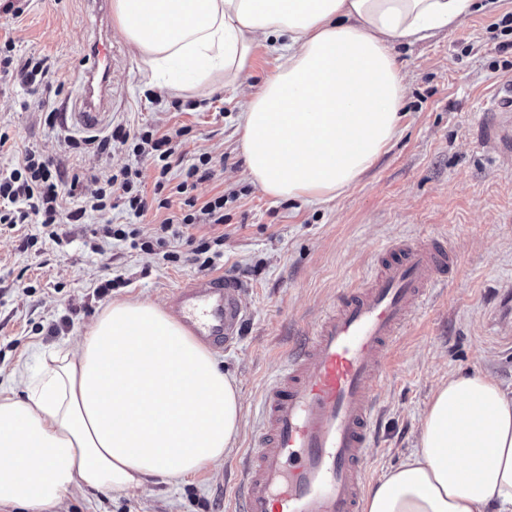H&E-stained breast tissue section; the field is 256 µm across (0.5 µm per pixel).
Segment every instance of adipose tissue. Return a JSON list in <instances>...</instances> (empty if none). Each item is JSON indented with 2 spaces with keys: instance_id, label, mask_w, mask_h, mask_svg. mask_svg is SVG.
<instances>
[{
  "instance_id": "ef3b65f1",
  "label": "adipose tissue",
  "mask_w": 512,
  "mask_h": 512,
  "mask_svg": "<svg viewBox=\"0 0 512 512\" xmlns=\"http://www.w3.org/2000/svg\"><path fill=\"white\" fill-rule=\"evenodd\" d=\"M476 0H113L157 86L239 83L258 40L281 64L252 93L241 142L251 181L307 204L353 185L400 132L394 44L460 25ZM0 387V506L58 512L73 489L127 493L187 477L236 448V378L161 307L116 300L77 346L37 352ZM363 512H512V396L491 375L433 392L418 445Z\"/></svg>"
}]
</instances>
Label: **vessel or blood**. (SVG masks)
Returning <instances> with one entry per match:
<instances>
[{
  "mask_svg": "<svg viewBox=\"0 0 512 512\" xmlns=\"http://www.w3.org/2000/svg\"><path fill=\"white\" fill-rule=\"evenodd\" d=\"M97 31L71 113L94 127L112 104L109 0H94ZM502 152L512 158V91L493 107ZM459 263L447 241L380 249L370 280L344 289L265 388L258 445L243 458L231 512H358L377 403L374 381L401 329ZM243 284L203 275L173 291L169 311L202 342L241 336Z\"/></svg>",
  "mask_w": 512,
  "mask_h": 512,
  "instance_id": "obj_1",
  "label": "vessel or blood"
}]
</instances>
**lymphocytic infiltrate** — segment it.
<instances>
[{
	"mask_svg": "<svg viewBox=\"0 0 512 512\" xmlns=\"http://www.w3.org/2000/svg\"><path fill=\"white\" fill-rule=\"evenodd\" d=\"M115 142L133 143L134 150L138 153L147 150L156 152L162 166L155 188L159 191L164 189L169 172L166 161L173 152L172 139L169 135L158 134L157 130L151 127L127 129L119 126L101 138L94 136L82 139L69 138L67 146L72 150L93 148L103 151ZM186 176V181L179 183L176 191L184 195V204L189 208L188 214L177 221L165 220L160 224L154 240L144 242L143 247L149 251L162 252L165 259L172 260L176 257L171 249L172 244L183 241L193 246L195 254L202 256L204 266L208 267L213 263L210 251L212 247L223 244V236L198 239L189 235L188 230L197 224L222 225L224 199L218 196L199 205L186 195L189 181L199 182L211 178L212 173L207 156H200L197 163L188 168ZM88 178L87 172L76 170L73 171L70 180H63L61 175L53 172L49 161L37 157L35 153H26L19 168L13 169L8 176L0 177V225L11 230L17 225L37 220L47 228L64 219L76 224L86 216L87 212L110 211L112 202L116 199L121 200L125 209L133 216H142L149 210L150 204L143 189L139 171L125 168L119 173L106 176L102 187L92 199H78L73 210L65 214L61 213L59 206L61 193L65 192L69 196L76 197L78 189Z\"/></svg>",
	"mask_w": 512,
	"mask_h": 512,
	"instance_id": "1",
	"label": "lymphocytic infiltrate"
}]
</instances>
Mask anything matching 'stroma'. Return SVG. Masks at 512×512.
<instances>
[{"mask_svg":"<svg viewBox=\"0 0 512 512\" xmlns=\"http://www.w3.org/2000/svg\"><path fill=\"white\" fill-rule=\"evenodd\" d=\"M512 12V0L467 16L458 28L393 53L407 83L403 131L359 179L335 199L319 205L277 200L249 179L241 147L244 103L278 64L259 46L245 86H228L216 74L206 95L150 87L142 60L120 33L112 69L114 104L103 128L147 125L174 134L171 184L184 179L199 156L210 158L213 175L188 194L197 203L224 198L223 226L200 224L195 237L223 235V257L212 273L229 272L244 284L249 317L238 345L219 351L239 384L243 424L235 451L173 484L150 480L129 493L84 489L68 494L60 512H227L234 495L233 470L250 449L261 424L260 398L329 310L340 289L367 281L376 252L397 240L448 239L459 265L447 284L413 317L390 354L386 378L376 383L373 446L366 470L375 484L415 447L420 418L433 390L452 375L482 371L512 391V161L493 135L491 97L512 82V48L497 22ZM91 0H30L18 21L0 25V38L17 44L16 55L44 57L50 68L37 93L10 78L0 79V148L6 175L26 150L102 176L132 166L152 192L159 168L152 155H134L113 145L101 153L69 152L65 138L80 137L72 123L46 125L38 101L64 111L79 92V68L95 28ZM510 68H503V61ZM182 214L173 200L142 217L116 206L108 216L88 213L79 224H58L49 239L38 224L0 234V384L14 367L32 360L36 348L70 343L84 335L97 314L117 299L165 305L167 293L201 275L190 246L177 243L178 258L131 247L105 237L106 225L136 224L150 240L165 219ZM121 278L107 296L98 286Z\"/></svg>","mask_w":512,"mask_h":512,"instance_id":"1","label":"stroma"}]
</instances>
